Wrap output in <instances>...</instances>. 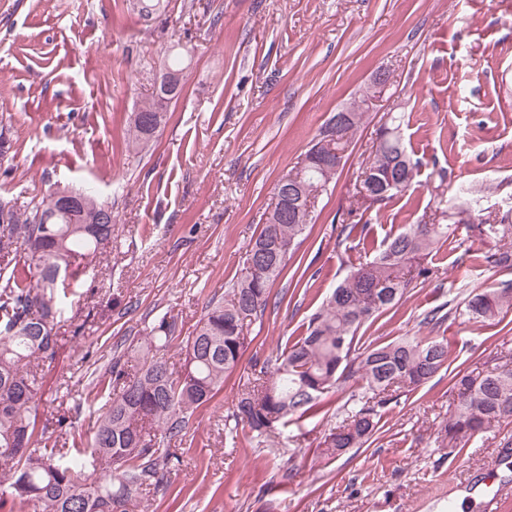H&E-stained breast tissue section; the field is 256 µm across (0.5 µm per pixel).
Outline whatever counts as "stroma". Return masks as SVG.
Listing matches in <instances>:
<instances>
[{"instance_id": "35a3bbf8", "label": "stroma", "mask_w": 512, "mask_h": 512, "mask_svg": "<svg viewBox=\"0 0 512 512\" xmlns=\"http://www.w3.org/2000/svg\"><path fill=\"white\" fill-rule=\"evenodd\" d=\"M153 20L133 0H0V123L15 144L0 159V201L24 205L64 186H90L112 206V245L79 271L56 326L61 348L46 368L37 423L69 415V445L86 447L98 380L146 327L175 317L189 335L210 301H224L246 246L274 205L279 178L297 166L328 119L378 68L390 72L342 172L315 201L316 221L274 284L250 343L213 400L192 416L181 465L147 512H448L456 483L479 478L512 449L504 423L448 459L435 440L454 398L432 378L389 405L374 443L323 465L319 442L345 416L351 391L264 443L224 423L256 361L298 335L348 271L336 246L376 128L403 115L420 162L412 187L382 213L376 238L453 210L461 188L512 197V0H164ZM183 90L149 147L126 149L130 118L171 53ZM467 225L433 259L437 279L366 330L384 343L433 336L451 368L512 365V313L476 323L456 309L471 293L512 283L480 265ZM438 311L439 322L424 318Z\"/></svg>"}]
</instances>
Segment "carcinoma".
<instances>
[{
    "label": "carcinoma",
    "instance_id": "1",
    "mask_svg": "<svg viewBox=\"0 0 512 512\" xmlns=\"http://www.w3.org/2000/svg\"><path fill=\"white\" fill-rule=\"evenodd\" d=\"M364 103L360 98L339 132L326 124L304 161L278 181V188L302 186L303 198L286 204L276 200L248 245L230 299L209 305L183 338L176 320L162 317L141 339L137 365L120 356L113 360L111 392L100 408L90 448L82 452L44 442L32 413L43 396L38 368L56 359V319L67 303V280L77 275L81 261L106 252L112 225L77 224L47 197L23 210L0 202V258L14 261L11 269L0 268V471L7 474L1 494L25 512H134L145 504L144 492L167 485L180 456L161 442L180 436L194 412L238 367L248 345L244 321L267 308L272 285L311 224L312 200L341 169L324 154L331 145L345 160V148L365 123ZM155 106V96L143 99L138 109L151 120L131 122L128 146L136 153L165 121L166 113H154ZM401 126L402 118L396 117L372 140L356 183L368 210H381L417 176L419 161L407 150ZM71 194L85 200L86 220L106 206L91 191ZM456 210L460 224L481 218L470 225L487 247L477 260L512 269V206L485 219L484 197L469 189ZM368 230L360 217L340 226L338 245L347 255L358 254V262L350 263L349 274L303 323L301 333L264 361L261 377L243 384L233 417L247 426L251 438H267L293 418L322 411L327 398L347 385L352 388L347 416L320 442L322 457L333 460L362 447L381 429V409L397 401L398 389L414 391L449 368L448 345L441 340L406 336L363 346L359 332L397 306L412 283L438 277L439 268L428 259L437 247L454 243L455 228L421 220L376 245L367 241ZM510 310L512 288H497L470 296L461 314L486 321ZM176 341L184 355L177 372L159 356ZM450 382L456 398L437 439L455 457L492 427L512 422V368L482 377L459 370L450 373Z\"/></svg>",
    "mask_w": 512,
    "mask_h": 512
}]
</instances>
